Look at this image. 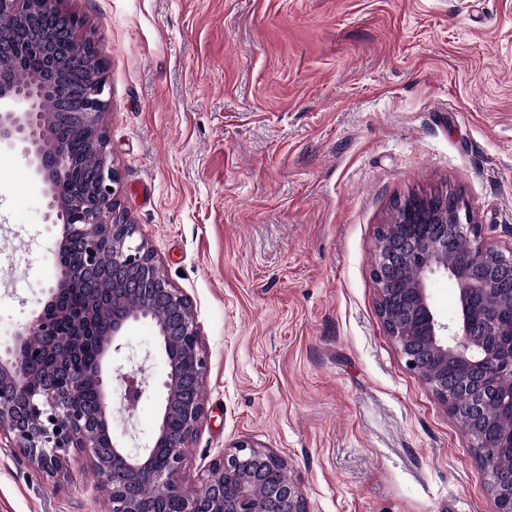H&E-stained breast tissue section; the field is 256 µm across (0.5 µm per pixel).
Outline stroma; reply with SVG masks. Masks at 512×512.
Masks as SVG:
<instances>
[{
  "instance_id": "35a3bbf8",
  "label": "stroma",
  "mask_w": 512,
  "mask_h": 512,
  "mask_svg": "<svg viewBox=\"0 0 512 512\" xmlns=\"http://www.w3.org/2000/svg\"><path fill=\"white\" fill-rule=\"evenodd\" d=\"M99 35L116 198L189 298L206 417L177 481L246 440L287 459L309 512H498L466 430L387 335L372 278L397 198L456 189L512 248V0H66ZM0 152V316L61 277V225ZM107 369L127 449L160 423L153 325ZM141 370L149 388L123 398ZM90 458L37 471L0 439V512H108Z\"/></svg>"
}]
</instances>
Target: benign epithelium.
<instances>
[{"label": "benign epithelium", "instance_id": "obj_1", "mask_svg": "<svg viewBox=\"0 0 512 512\" xmlns=\"http://www.w3.org/2000/svg\"><path fill=\"white\" fill-rule=\"evenodd\" d=\"M61 2L0 0V151L17 149L28 158L46 186L53 223L63 224L65 242L56 250L77 251V271L62 276L51 296L76 283L89 306L51 314L43 309L15 330L0 354V432L12 434L14 447L48 475L61 472L70 449H84L110 489V512H156L161 494L178 503L177 512H307L288 462L248 441L224 452L200 490L179 489L183 448L206 414L200 328L189 299L161 272L151 247L136 241L115 199L118 176L105 151V66L97 36ZM43 12L71 29L70 54L57 55L45 39L26 44L42 71L23 82L10 33L20 24L36 28ZM76 63L93 70L79 89L68 84ZM48 94L60 105L78 96L80 111L59 119L44 107ZM76 134L90 136L94 165L86 192L63 204L58 188L69 168L65 144ZM109 268L110 309L85 288ZM440 272L458 289V313L447 323L427 289ZM372 274L388 335L449 415L469 426L471 447H512V436L494 444L484 435L498 418L512 417V381L501 379L512 375V250L485 241L461 193H411L397 199L394 219L380 225ZM93 318L106 328L98 337V365L73 376L74 354ZM140 319L155 326L167 372L158 430L132 453L112 436L104 361L124 325ZM88 384L96 390L95 404L83 407L80 395ZM489 491L499 512H512V479L491 481Z\"/></svg>", "mask_w": 512, "mask_h": 512}]
</instances>
